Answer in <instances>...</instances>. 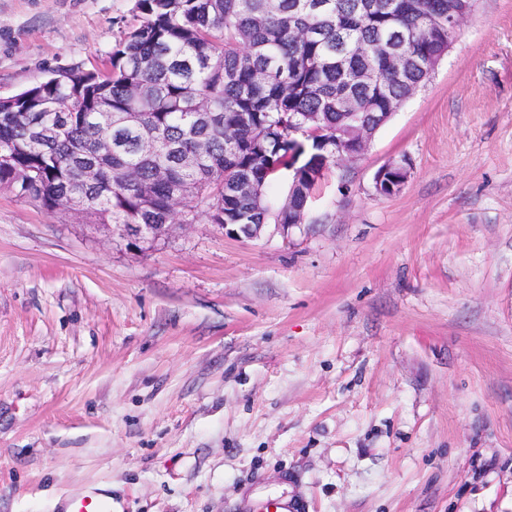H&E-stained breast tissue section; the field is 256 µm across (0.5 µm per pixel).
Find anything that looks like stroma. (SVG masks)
I'll list each match as a JSON object with an SVG mask.
<instances>
[{
  "instance_id": "obj_1",
  "label": "stroma",
  "mask_w": 512,
  "mask_h": 512,
  "mask_svg": "<svg viewBox=\"0 0 512 512\" xmlns=\"http://www.w3.org/2000/svg\"><path fill=\"white\" fill-rule=\"evenodd\" d=\"M134 5L0 0V97L105 68ZM103 486L112 512H512V0H476L298 226L151 244L0 188V512ZM408 171L405 167L388 164L375 175V189L381 195H393L399 192L406 182Z\"/></svg>"
}]
</instances>
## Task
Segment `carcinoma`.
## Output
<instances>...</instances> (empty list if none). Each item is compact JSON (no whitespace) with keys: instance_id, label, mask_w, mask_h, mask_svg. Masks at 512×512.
<instances>
[{"instance_id":"1","label":"carcinoma","mask_w":512,"mask_h":512,"mask_svg":"<svg viewBox=\"0 0 512 512\" xmlns=\"http://www.w3.org/2000/svg\"><path fill=\"white\" fill-rule=\"evenodd\" d=\"M359 0H135L138 22L125 30L106 72L68 70L0 102V188L51 215L70 195L93 224H192L203 210L212 224L288 223V210L269 200L258 206L235 186L253 182L263 196L274 170L288 167V117L326 113L339 126L336 96L363 99L365 112H388L425 80L411 69L392 76L382 36H407V50L429 59L448 46V12L465 0H375L371 15ZM126 112L145 116L142 129L120 122ZM193 112H218L224 123L207 131ZM62 124L52 145L35 128ZM152 133L159 146L145 151ZM207 142L202 165L183 169L171 150H196ZM301 165L333 162L306 141ZM80 148L100 169L88 185L68 158ZM154 182L144 199L137 180ZM188 187L183 210L171 198Z\"/></svg>"}]
</instances>
